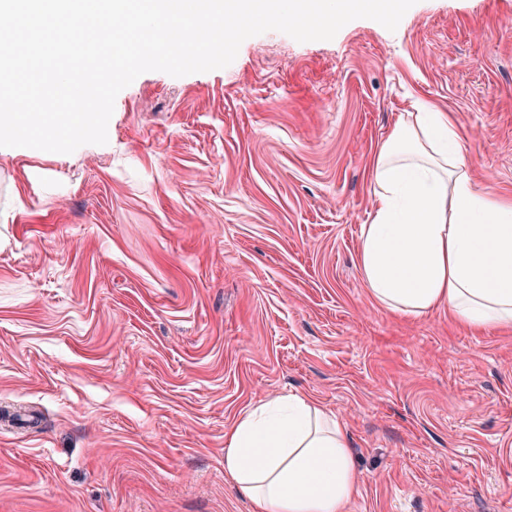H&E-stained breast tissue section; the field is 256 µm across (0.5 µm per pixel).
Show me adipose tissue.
Wrapping results in <instances>:
<instances>
[{
	"mask_svg": "<svg viewBox=\"0 0 512 512\" xmlns=\"http://www.w3.org/2000/svg\"><path fill=\"white\" fill-rule=\"evenodd\" d=\"M452 116L400 117L371 163V223L359 263L384 309L418 319L444 307L475 330L512 323V203L477 189ZM224 471L256 512H344L360 476L345 430L308 397H278L224 434Z\"/></svg>",
	"mask_w": 512,
	"mask_h": 512,
	"instance_id": "adipose-tissue-1",
	"label": "adipose tissue"
}]
</instances>
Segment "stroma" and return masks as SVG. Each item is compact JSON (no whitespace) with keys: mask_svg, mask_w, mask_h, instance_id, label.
<instances>
[{"mask_svg":"<svg viewBox=\"0 0 512 512\" xmlns=\"http://www.w3.org/2000/svg\"><path fill=\"white\" fill-rule=\"evenodd\" d=\"M432 106L512 198V0L268 31L138 76L106 144L0 147V512H253L224 432L294 394L347 433L345 512H512V325L397 318L359 266L371 159Z\"/></svg>","mask_w":512,"mask_h":512,"instance_id":"stroma-1","label":"stroma"}]
</instances>
